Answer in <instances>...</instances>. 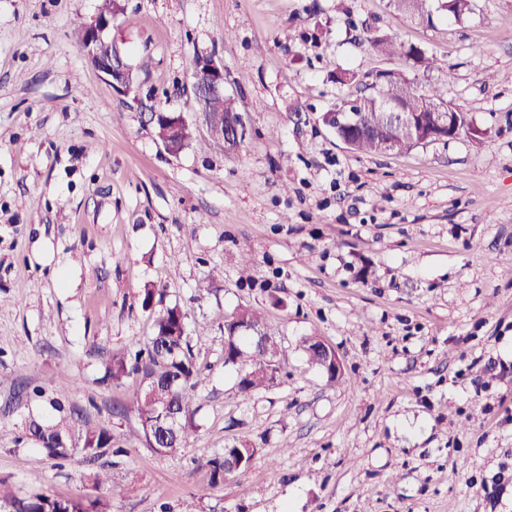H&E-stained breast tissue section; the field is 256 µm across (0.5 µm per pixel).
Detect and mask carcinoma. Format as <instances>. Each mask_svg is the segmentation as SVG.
I'll return each mask as SVG.
<instances>
[{
  "instance_id": "obj_1",
  "label": "carcinoma",
  "mask_w": 512,
  "mask_h": 512,
  "mask_svg": "<svg viewBox=\"0 0 512 512\" xmlns=\"http://www.w3.org/2000/svg\"><path fill=\"white\" fill-rule=\"evenodd\" d=\"M390 6L414 22L429 23L435 13L460 22L473 12L475 4L474 0H390ZM368 41L373 50L380 54L402 55L412 66L425 71L434 68L433 57L419 48L405 46L390 34L374 33L368 37ZM334 79L339 84L358 80L363 85V101L359 111L362 112L366 131L354 146V151L360 154L383 153L382 142L387 139L398 142L402 152L415 148V144L409 142L406 131L383 121L384 99L381 88L386 87L392 91L403 107L433 132L438 131L434 113L446 112L451 105L448 100V84L420 90L405 70L378 71L367 83L359 80L358 74L351 70L338 69L334 72ZM205 110L221 112L227 121H235L241 115L237 98L229 95L206 102ZM242 323L260 328L262 342L253 341L247 336L234 335L235 326ZM224 339L225 362L237 365L243 359H249V370L243 372L238 381L241 391L250 393L268 388L276 382L277 368L271 360L277 358L279 347L261 312L242 307L224 317ZM314 340L313 336H305L301 340L308 361L327 372L330 377H335L328 354L315 350ZM106 374L110 380L116 382L132 374L149 385L159 381L173 382L174 386L167 400L180 419V434L166 445L157 443L155 451L174 455L187 444L194 428L193 418L197 411V389L201 384V371L185 336L184 311L181 307L175 305L161 312L148 341L135 344L126 355L112 356L107 362ZM135 401L138 418L148 422L160 417L162 405L156 398L148 397L146 391L136 393ZM27 438L47 456L59 460L69 459L76 454L96 460L114 453L110 432L87 424L76 426L69 417L62 414L51 419L31 420ZM257 452L256 448L232 447L225 448L222 453L207 459L205 466L210 471L212 482L218 484L229 476L245 472L251 467ZM0 507L6 509V512H112L111 503L105 497L86 506L80 501L49 494H36L28 498L0 495Z\"/></svg>"
}]
</instances>
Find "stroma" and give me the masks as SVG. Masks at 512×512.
Masks as SVG:
<instances>
[{
	"label": "stroma",
	"mask_w": 512,
	"mask_h": 512,
	"mask_svg": "<svg viewBox=\"0 0 512 512\" xmlns=\"http://www.w3.org/2000/svg\"><path fill=\"white\" fill-rule=\"evenodd\" d=\"M125 4L111 35L129 97L81 46L98 0H0V487L87 501L102 464L113 512H512V0L429 24L388 0ZM376 30L433 56L417 85L449 84L481 139L360 155L315 122L359 94L331 71L407 69L370 47ZM199 55L241 97L236 154L170 156L141 115L150 95L195 119ZM173 305L205 381L188 446L164 455L138 439L139 377L103 375ZM241 307L280 343L276 383L249 394L224 362ZM305 336L335 349L337 379ZM53 398L123 455L54 460L24 440ZM234 442L252 466L211 483L206 459Z\"/></svg>",
	"instance_id": "obj_1"
}]
</instances>
